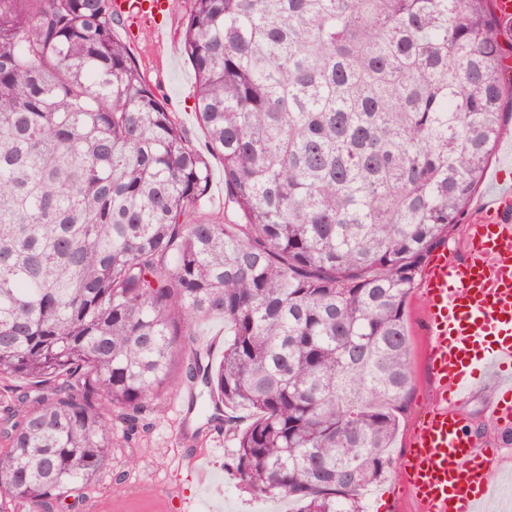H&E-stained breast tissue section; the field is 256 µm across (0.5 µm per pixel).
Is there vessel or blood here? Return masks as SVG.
<instances>
[{"mask_svg": "<svg viewBox=\"0 0 512 512\" xmlns=\"http://www.w3.org/2000/svg\"><path fill=\"white\" fill-rule=\"evenodd\" d=\"M119 18L162 36L169 0H114ZM470 225L463 260L432 258L423 283L428 368L436 384L403 458V481L421 512H491L498 449L479 444L461 410L491 388V415L512 424V167Z\"/></svg>", "mask_w": 512, "mask_h": 512, "instance_id": "vessel-or-blood-1", "label": "vessel or blood"}]
</instances>
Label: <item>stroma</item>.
<instances>
[{
	"mask_svg": "<svg viewBox=\"0 0 512 512\" xmlns=\"http://www.w3.org/2000/svg\"><path fill=\"white\" fill-rule=\"evenodd\" d=\"M189 0H173L165 41H157L148 27L129 31L127 23L115 28L147 80L178 113L189 137L204 145L206 138L195 115L194 69L183 50V32ZM413 342V389L401 420L399 437L391 450L392 465L386 481L364 494L368 512H420L411 491L400 477L407 442L432 403L433 384L426 365L427 325L421 292L407 306ZM190 389L175 385L165 396L149 402L138 415V433L113 449L108 464L80 496L72 512H288L284 501H271L241 485L233 472V427L249 421L238 410L231 421L196 431L186 421ZM465 412L480 440L498 444L501 463L496 474L500 494L512 502V429L497 426L485 409L484 396L472 398Z\"/></svg>",
	"mask_w": 512,
	"mask_h": 512,
	"instance_id": "stroma-1",
	"label": "stroma"
}]
</instances>
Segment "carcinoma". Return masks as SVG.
I'll return each instance as SVG.
<instances>
[{
    "instance_id": "carcinoma-1",
    "label": "carcinoma",
    "mask_w": 512,
    "mask_h": 512,
    "mask_svg": "<svg viewBox=\"0 0 512 512\" xmlns=\"http://www.w3.org/2000/svg\"><path fill=\"white\" fill-rule=\"evenodd\" d=\"M494 0H190L205 149L112 0H0V512H53L145 404L249 411L232 468L364 512L412 389L406 305L512 116ZM236 220L195 222L209 156ZM224 319L219 364L192 325Z\"/></svg>"
}]
</instances>
